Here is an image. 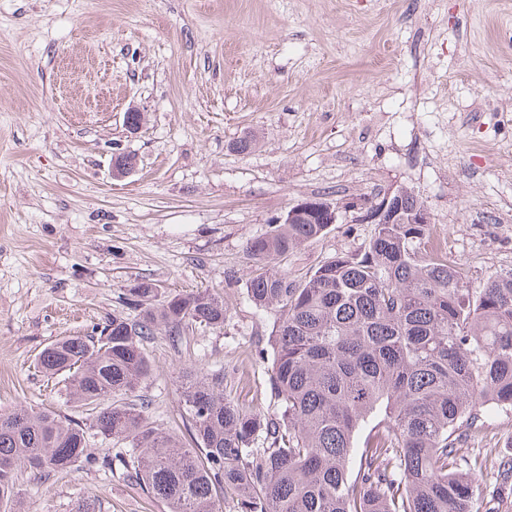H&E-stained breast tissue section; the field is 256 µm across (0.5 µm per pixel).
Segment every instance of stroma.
<instances>
[{"label": "stroma", "mask_w": 512, "mask_h": 512, "mask_svg": "<svg viewBox=\"0 0 512 512\" xmlns=\"http://www.w3.org/2000/svg\"><path fill=\"white\" fill-rule=\"evenodd\" d=\"M512 0H0V412L82 422L48 344L92 335L140 281L224 299L220 331L145 345L154 426L189 441L177 375L224 374L274 413L248 242L307 199L340 208L277 267L302 281L374 232L351 206L396 188L473 282L512 272ZM138 112V129L126 124ZM254 140L241 153L231 145ZM136 167L114 177L117 155ZM18 482L21 512H166L112 440Z\"/></svg>", "instance_id": "obj_1"}]
</instances>
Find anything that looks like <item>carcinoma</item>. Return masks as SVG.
<instances>
[{"label":"carcinoma","instance_id":"carcinoma-1","mask_svg":"<svg viewBox=\"0 0 512 512\" xmlns=\"http://www.w3.org/2000/svg\"><path fill=\"white\" fill-rule=\"evenodd\" d=\"M315 200L247 244L261 265L247 286L276 311L268 343L271 415L224 396V373L185 372L181 399L190 448L130 400L153 373L144 342L158 334L222 330L224 301L209 289L165 295L128 289L134 313L97 336H71L38 355L70 380L95 433L128 445V477L168 512H483L492 482L512 477V455L477 447L489 409L512 412V272L473 284L426 248L428 209L413 192L377 202L368 247L322 263L302 283L264 267L328 229ZM361 443L356 436L371 415ZM89 434L55 411L0 413V505L18 473L64 472L90 462Z\"/></svg>","mask_w":512,"mask_h":512}]
</instances>
